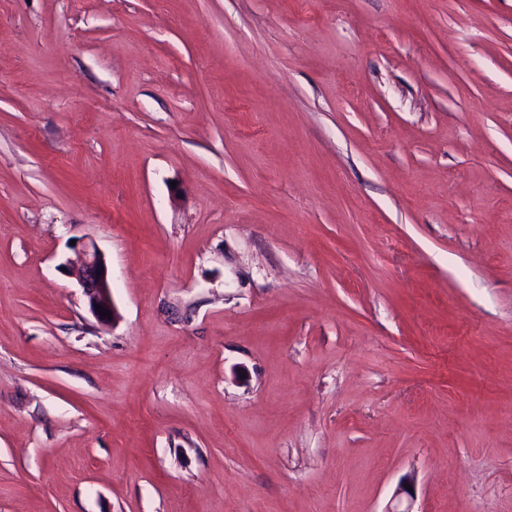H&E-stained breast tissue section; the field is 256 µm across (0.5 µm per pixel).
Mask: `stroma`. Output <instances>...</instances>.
I'll list each match as a JSON object with an SVG mask.
<instances>
[{"instance_id":"obj_1","label":"stroma","mask_w":512,"mask_h":512,"mask_svg":"<svg viewBox=\"0 0 512 512\" xmlns=\"http://www.w3.org/2000/svg\"><path fill=\"white\" fill-rule=\"evenodd\" d=\"M0 512H512V0H0ZM75 276L95 318L101 324L113 322L115 312L110 293L109 269L104 256L94 244L85 246L83 259ZM96 306L110 310L111 318L101 317Z\"/></svg>"}]
</instances>
